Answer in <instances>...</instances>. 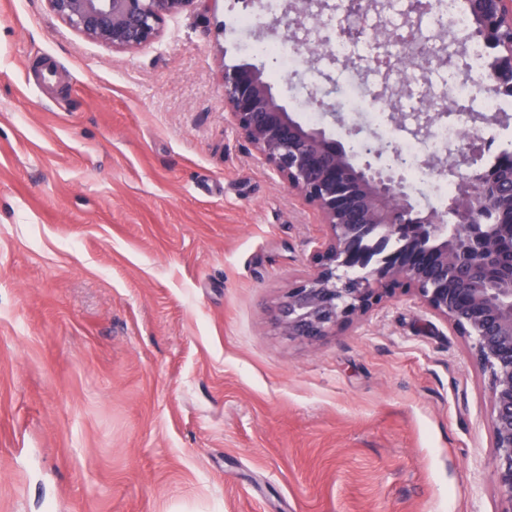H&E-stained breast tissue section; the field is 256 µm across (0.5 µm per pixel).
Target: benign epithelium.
I'll use <instances>...</instances> for the list:
<instances>
[{"label": "benign epithelium", "instance_id": "7a95c632", "mask_svg": "<svg viewBox=\"0 0 512 512\" xmlns=\"http://www.w3.org/2000/svg\"><path fill=\"white\" fill-rule=\"evenodd\" d=\"M50 9L83 37L129 51L152 43L165 17L197 0H47ZM295 16L276 24L295 46L328 55L331 39L297 37L323 27V4L307 0ZM475 28L470 36L493 50L482 87L512 91V0H465ZM371 40L379 63L400 71L409 58L392 31ZM447 67L466 70L457 48L429 47ZM225 122L247 141L295 195L313 207L328 228L314 253L312 272L284 295L277 324L286 335L315 343L368 315L399 293L412 294L435 317L471 341L473 362L491 376L493 473L512 512V157L481 164L469 140L458 159L439 168L456 185L444 209L419 210L411 201L396 148L376 167L382 148L346 149L325 129L296 121L253 64L224 70ZM396 239L401 248L388 250Z\"/></svg>", "mask_w": 512, "mask_h": 512}]
</instances>
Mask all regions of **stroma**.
<instances>
[{"mask_svg":"<svg viewBox=\"0 0 512 512\" xmlns=\"http://www.w3.org/2000/svg\"><path fill=\"white\" fill-rule=\"evenodd\" d=\"M229 0L117 52L0 0V512H504L491 377L401 294L315 344L275 321L327 229L224 121ZM436 95L359 53L273 81ZM320 127L391 141L347 109Z\"/></svg>","mask_w":512,"mask_h":512,"instance_id":"stroma-1","label":"stroma"}]
</instances>
